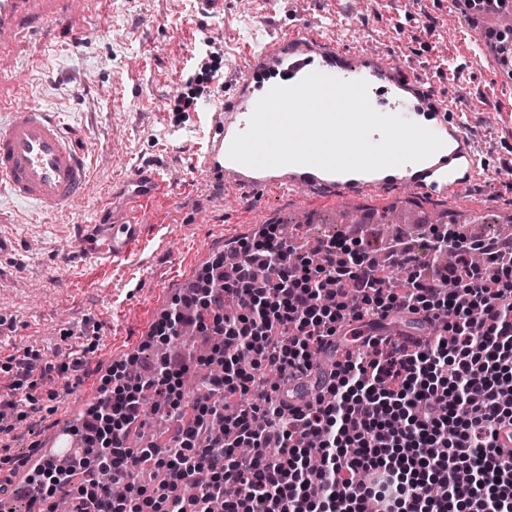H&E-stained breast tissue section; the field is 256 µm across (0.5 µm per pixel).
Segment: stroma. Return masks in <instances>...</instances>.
Listing matches in <instances>:
<instances>
[{"mask_svg": "<svg viewBox=\"0 0 512 512\" xmlns=\"http://www.w3.org/2000/svg\"><path fill=\"white\" fill-rule=\"evenodd\" d=\"M429 21L433 34L421 36ZM322 25L354 50L380 48L429 80L438 97L468 117L484 149L478 177L466 192L468 207L389 192L352 200L350 211L377 216L404 206L416 222L405 240L416 249L422 226L444 211L466 215L461 229L469 238L499 236L512 215V180L501 176L512 166V132L499 126L496 112L508 92L486 62H466L465 46L479 35L506 36L502 25L480 14L466 23L459 0H248L244 8L239 0H224L223 13L215 16L202 14L196 0H110L103 24L85 41L72 44L52 32L23 41L18 58L0 64V86L18 103L58 114L88 157L91 190L65 211L41 214L0 195V234L9 240L0 256V369L26 348L53 362L83 359L86 372L78 387L68 388L66 377L56 373L37 383L39 398L56 392V418L68 407L90 404L102 376L126 355L155 359V345L145 334L182 278L197 281L235 241L251 236L255 225H288L300 244L317 241L322 230L349 232L348 224L337 223L335 209L319 207L311 195H255L212 180L200 166L201 110L209 96L199 99L198 110L170 109L183 89L195 42L212 39L223 46L212 84L229 91L258 45ZM32 57L44 59V66L29 67ZM459 65L463 79L449 80L447 67ZM141 170L176 178L147 217L148 223L171 225L169 240L117 268L69 249L91 225L111 222L135 189L132 175ZM92 332L99 340L87 354L83 348Z\"/></svg>", "mask_w": 512, "mask_h": 512, "instance_id": "1", "label": "stroma"}]
</instances>
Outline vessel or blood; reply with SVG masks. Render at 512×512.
Wrapping results in <instances>:
<instances>
[{
	"instance_id": "b4317fda",
	"label": "vessel or blood",
	"mask_w": 512,
	"mask_h": 512,
	"mask_svg": "<svg viewBox=\"0 0 512 512\" xmlns=\"http://www.w3.org/2000/svg\"><path fill=\"white\" fill-rule=\"evenodd\" d=\"M109 0H0V58L10 55L20 34L42 35L57 28L80 40L87 22L104 21ZM318 72L369 84L375 109L412 122H426L444 142L431 158L416 164L368 173H331L312 166L255 169L229 156L234 137L246 130L266 87L257 78L271 75L276 84L293 85ZM430 92L400 62L371 52L352 54L328 39L323 30L303 28L279 36L251 58L245 77L222 103L205 112L209 128L201 166L213 179L242 192H316L340 203L368 191L411 189L431 199L462 198L482 163L463 120ZM137 188L119 217L95 225L79 242L93 258L118 265L151 247L163 225H147L153 199L168 193L172 180L159 171L134 174ZM90 186L86 155L76 136L60 120L35 105L19 104L0 94V192L51 213L73 205Z\"/></svg>"
}]
</instances>
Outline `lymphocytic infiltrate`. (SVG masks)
<instances>
[{
    "instance_id": "f902f5d3",
    "label": "lymphocytic infiltrate",
    "mask_w": 512,
    "mask_h": 512,
    "mask_svg": "<svg viewBox=\"0 0 512 512\" xmlns=\"http://www.w3.org/2000/svg\"><path fill=\"white\" fill-rule=\"evenodd\" d=\"M454 250L453 264L435 257ZM486 261L476 266L471 251ZM205 271L211 284L174 298L150 340L168 344L184 328L212 338L209 373L186 400L187 364L161 356L147 371L137 356L113 364L95 400L70 428L81 446L45 459L26 479L30 507L65 502L68 512H512V239L470 240L434 225L423 252L391 246L394 285L372 248L326 236L312 253L266 224ZM442 322L431 338L384 334L393 315ZM331 356L326 388L289 408V380ZM0 406L43 417L37 378L69 363L24 350ZM184 416L167 442L133 446L147 409ZM224 437L211 439L214 418ZM151 471L152 483L132 484ZM127 482L126 493L114 484ZM443 484L448 493L427 489ZM239 488L224 496L227 485Z\"/></svg>"
}]
</instances>
